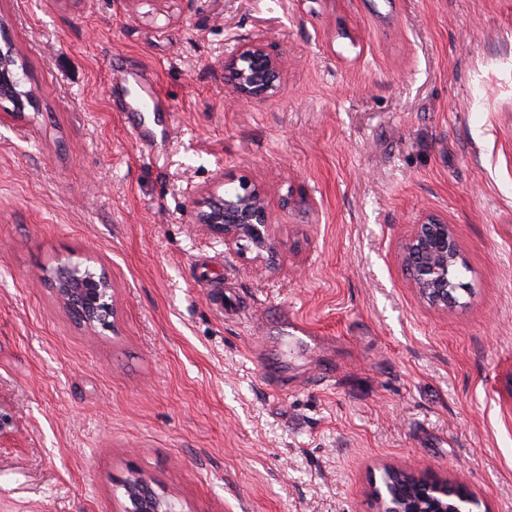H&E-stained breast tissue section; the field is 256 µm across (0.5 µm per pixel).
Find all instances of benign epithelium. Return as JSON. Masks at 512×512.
<instances>
[{"label":"benign epithelium","mask_w":512,"mask_h":512,"mask_svg":"<svg viewBox=\"0 0 512 512\" xmlns=\"http://www.w3.org/2000/svg\"><path fill=\"white\" fill-rule=\"evenodd\" d=\"M288 68L285 53H270L265 37L255 35L238 43L224 55V74L230 77L232 102L257 103L276 96ZM19 64L15 57L0 58V91H10L18 100V108L37 104V96L23 89ZM193 219L224 237L228 247L247 248L258 254L273 250L270 217L264 190L253 183L241 182L230 196L216 191L208 193L195 204ZM404 262L418 294L431 306L448 308L460 304L456 295L469 292L467 284L455 282L453 271L464 266V258L447 221L429 215L416 225L413 235L404 246ZM54 290L60 303L70 314L81 318V324L95 329L100 326L103 312L114 314L112 285L109 279L97 280L76 270L72 274L55 271ZM414 481L427 489L441 488L447 483L424 473L386 470L381 485L374 486L379 512H474L477 500L461 490L450 504L404 497L395 486L404 480ZM125 496L145 502L149 512H177L175 503L166 491L154 488L152 481L133 470L124 484Z\"/></svg>","instance_id":"benign-epithelium-1"}]
</instances>
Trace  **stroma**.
I'll return each instance as SVG.
<instances>
[{
	"instance_id": "stroma-1",
	"label": "stroma",
	"mask_w": 512,
	"mask_h": 512,
	"mask_svg": "<svg viewBox=\"0 0 512 512\" xmlns=\"http://www.w3.org/2000/svg\"><path fill=\"white\" fill-rule=\"evenodd\" d=\"M259 32L283 89L229 106ZM6 49L40 104L0 102V512H121L133 469L183 512H377L419 467L512 512V0H0ZM221 177L273 255L193 222ZM429 213L448 310L402 262ZM71 263L113 329L44 281ZM415 226L404 246V262L414 288L431 306L448 309L462 304L456 295L469 293V288L454 282L451 275L465 261L447 221L428 215ZM93 274L88 269H84ZM83 275L77 268L71 275L64 271L54 272L52 280L54 290L60 303L73 316L81 318V324L91 329L100 326L104 309L113 317L112 285L108 278L100 281L93 276Z\"/></svg>"
}]
</instances>
